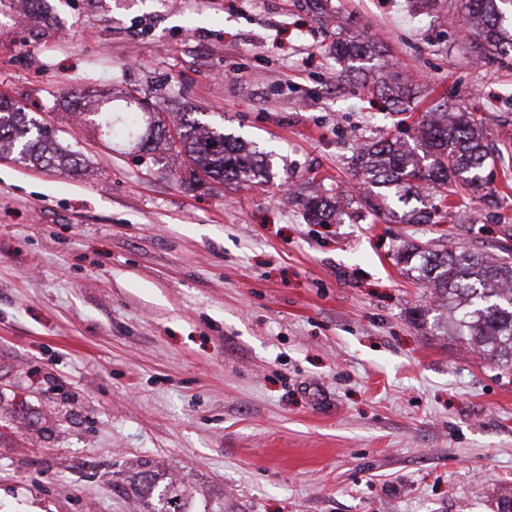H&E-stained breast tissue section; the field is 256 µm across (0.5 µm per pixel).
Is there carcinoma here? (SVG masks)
<instances>
[{"label":"carcinoma","instance_id":"carcinoma-1","mask_svg":"<svg viewBox=\"0 0 512 512\" xmlns=\"http://www.w3.org/2000/svg\"><path fill=\"white\" fill-rule=\"evenodd\" d=\"M505 0H463V8L474 34L489 51H512V30L503 24L500 4ZM343 72L351 76L373 72V90L394 107L409 105L421 93L419 84L387 71V65L375 43L357 36L338 37L330 46ZM16 106L0 98V142L10 127ZM85 122L123 137H132L135 146L144 148L155 135L164 136L168 129L158 113L139 120L140 113H125L117 119L112 106L103 105L90 111L80 110ZM37 137L21 147L20 154L39 164L52 166L57 155L41 145L48 135L45 127L31 121ZM192 177L260 184L267 172L268 154L251 143L231 138L201 125L196 119L174 124ZM413 146L396 136L381 137L362 144L355 156L353 176L361 183L378 189L384 198L403 204L420 203L399 217L403 224H438L448 217V185L455 182L473 193L484 188L482 173L488 165L484 129L457 103H442L425 115L414 127ZM300 199L304 213L312 224L341 222L350 216L354 199L345 197L329 204L320 195ZM397 263L416 273L428 284L441 312L433 316L432 326L439 332L451 331L464 336L478 353L501 370L512 369V263L504 259L489 260L485 255L456 250L442 242L432 247L407 242L397 252ZM143 489L155 494L147 512H192L190 492L171 481L147 479Z\"/></svg>","mask_w":512,"mask_h":512}]
</instances>
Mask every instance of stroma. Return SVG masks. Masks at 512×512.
Segmentation results:
<instances>
[{"label": "stroma", "mask_w": 512, "mask_h": 512, "mask_svg": "<svg viewBox=\"0 0 512 512\" xmlns=\"http://www.w3.org/2000/svg\"><path fill=\"white\" fill-rule=\"evenodd\" d=\"M0 0V96L80 161L0 152V512H512V374L416 320L407 241L512 257V55L460 0ZM358 31L419 83L408 111L339 80ZM132 95L254 142L271 176L194 180L159 140L71 121ZM467 106L501 161L447 222L312 224L284 187L362 196L358 144ZM143 489L148 494L156 491L155 500L147 512H195L190 510V492L187 488L178 486L172 481L158 482L156 479L145 480Z\"/></svg>", "instance_id": "35a3bbf8"}]
</instances>
